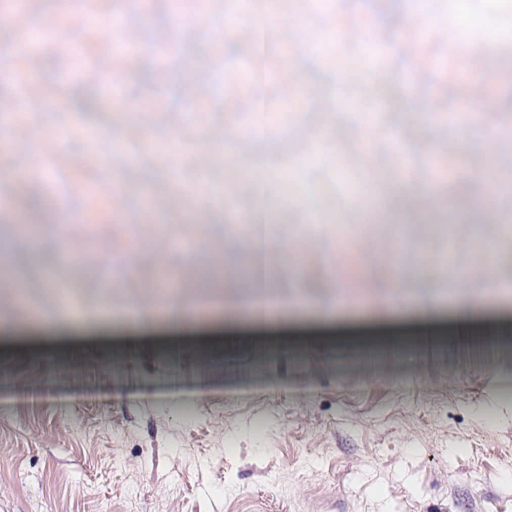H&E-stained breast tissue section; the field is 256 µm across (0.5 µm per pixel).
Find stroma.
<instances>
[{
  "label": "stroma",
  "instance_id": "obj_1",
  "mask_svg": "<svg viewBox=\"0 0 512 512\" xmlns=\"http://www.w3.org/2000/svg\"><path fill=\"white\" fill-rule=\"evenodd\" d=\"M223 8L207 0L209 28L180 26L160 56L169 0H152V24L134 14L125 23L144 47L112 71L101 66L110 30L88 32L81 18L65 30L67 57L31 59L18 32L0 31V73L39 77L25 88L37 124L12 116L0 125L10 145L0 168L16 175L0 196L9 218L0 254L34 311L24 327L0 331V512H512V358L492 345L512 337V298L476 310L458 333L461 282L441 264L456 235L469 244L465 268L512 280V235L490 219L469 232L399 191L432 177L442 196L449 180L477 179L491 163L512 172L502 146L512 138V0H337L327 50L307 35L325 22L307 0H276L278 19L261 32L247 15L227 31ZM463 14L457 72L427 65L446 51L439 29ZM354 25L383 48L363 65L345 38ZM427 25L434 35L410 53ZM297 41L301 55L261 88L225 84V73L260 57L278 63ZM476 44L481 66L470 56ZM81 52L88 62L73 68ZM411 70L414 90L404 81ZM285 87L297 98L283 121ZM481 97L495 135L467 146L464 127L442 116ZM190 98L208 107L195 128ZM266 112L274 122H263ZM257 162L260 189L240 177ZM201 186L215 200L233 192L241 217L263 191L275 242L317 213L296 267L268 255L271 292L310 307L285 305L263 329L250 322L228 273L248 263V243L227 241ZM360 189L410 223L361 222ZM60 221L73 225L80 261L63 259ZM343 226L373 249L369 305L330 320V249ZM129 241L136 266L114 264ZM491 245L499 259L487 266ZM213 265L221 272L205 281ZM162 271L201 307L200 323L176 331L126 315L130 303L155 304ZM393 289L440 296L430 324L411 308L393 312Z\"/></svg>",
  "mask_w": 512,
  "mask_h": 512
}]
</instances>
